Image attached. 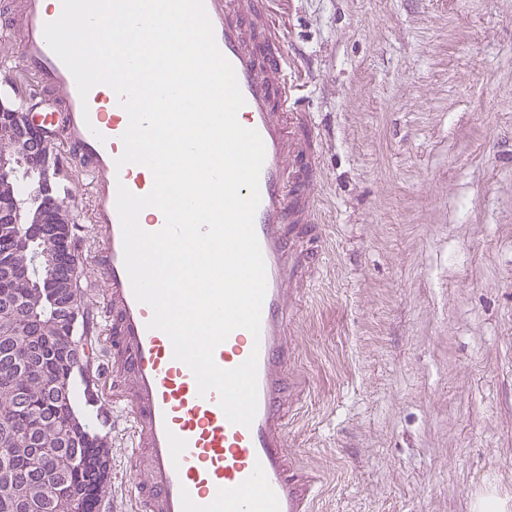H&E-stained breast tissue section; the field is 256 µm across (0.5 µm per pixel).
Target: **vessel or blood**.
<instances>
[{
    "label": "vessel or blood",
    "mask_w": 512,
    "mask_h": 512,
    "mask_svg": "<svg viewBox=\"0 0 512 512\" xmlns=\"http://www.w3.org/2000/svg\"><path fill=\"white\" fill-rule=\"evenodd\" d=\"M266 2L205 0L217 46L245 99L238 120L265 146L254 218L266 267L260 334L234 330L214 353L225 369L258 356V407L248 427L228 421L217 392L199 396L190 369L174 359L168 335L147 327L153 312L136 301L125 269L116 190L122 184L146 194L153 177L141 165L116 168L128 115L117 95L101 88L80 97L43 35L59 10L25 0L20 18L23 64L37 91L57 90L58 99L22 96L11 68L0 71V95L16 98L29 125L90 178L97 309L109 327L102 338L110 382L104 398L123 406L135 455L137 495L129 512H310L314 478L291 462L287 394L295 387L297 284L314 264L296 244L318 234L320 171L312 148L318 134L298 110L294 63Z\"/></svg>",
    "instance_id": "b4317fda"
}]
</instances>
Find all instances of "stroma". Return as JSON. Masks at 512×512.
Segmentation results:
<instances>
[{
    "label": "stroma",
    "instance_id": "35a3bbf8",
    "mask_svg": "<svg viewBox=\"0 0 512 512\" xmlns=\"http://www.w3.org/2000/svg\"><path fill=\"white\" fill-rule=\"evenodd\" d=\"M321 136L293 461L313 512H512V0H270ZM89 292L90 190L68 172ZM132 498L120 406L97 423Z\"/></svg>",
    "mask_w": 512,
    "mask_h": 512
}]
</instances>
